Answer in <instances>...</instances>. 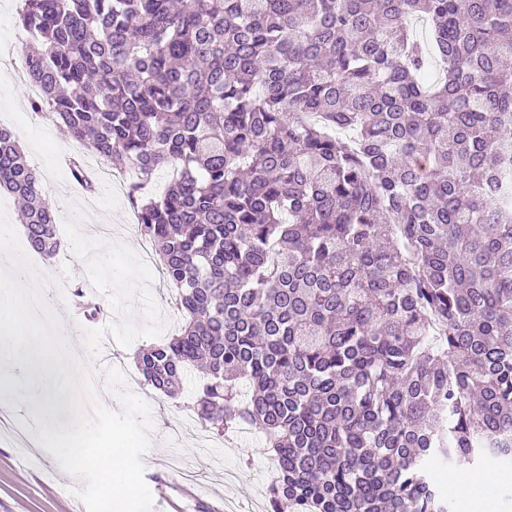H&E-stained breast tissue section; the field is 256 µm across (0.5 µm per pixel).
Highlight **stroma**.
<instances>
[{
  "mask_svg": "<svg viewBox=\"0 0 512 512\" xmlns=\"http://www.w3.org/2000/svg\"><path fill=\"white\" fill-rule=\"evenodd\" d=\"M21 0H0V44L23 60L29 35L19 9ZM0 123L15 125L19 143L58 208L56 255H32L41 270L69 268V290L93 283L100 309L95 317H80L68 335L74 358L93 364L102 326H110L112 366L122 374H137L139 348L174 334L181 322L170 305L171 290L156 264L147 260L153 247L137 230L128 197L129 180L113 171L86 191L71 173L68 158L90 159L91 153L72 140L54 118L29 109V97L14 75L0 70ZM196 372L183 378L181 395L171 399L149 386L138 396L150 408V446L142 456L145 480L153 494V512H217L221 498L235 501L241 512H267L266 491L274 475L260 432L240 442L202 432L186 420L192 412ZM465 487L450 486V499L499 500L512 477L463 468ZM78 479L65 473L51 453L33 447L0 427V512H71L64 496Z\"/></svg>",
  "mask_w": 512,
  "mask_h": 512,
  "instance_id": "35a3bbf8",
  "label": "stroma"
}]
</instances>
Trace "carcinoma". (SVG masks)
Masks as SVG:
<instances>
[{"label":"carcinoma","mask_w":512,"mask_h":512,"mask_svg":"<svg viewBox=\"0 0 512 512\" xmlns=\"http://www.w3.org/2000/svg\"><path fill=\"white\" fill-rule=\"evenodd\" d=\"M22 2L33 111L136 170L183 313L144 383L264 434L268 512H456L432 466L512 463V0ZM0 188L54 255L2 129Z\"/></svg>","instance_id":"carcinoma-1"}]
</instances>
